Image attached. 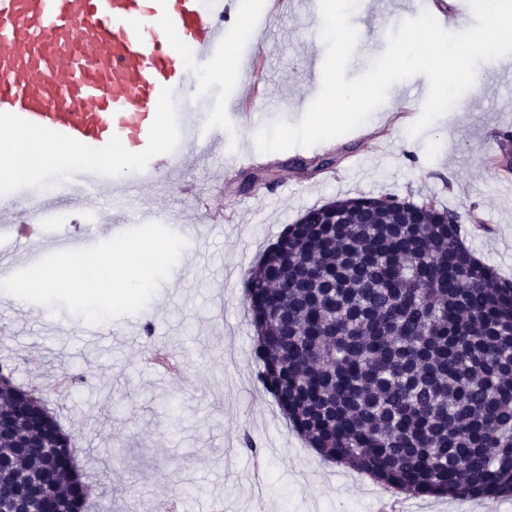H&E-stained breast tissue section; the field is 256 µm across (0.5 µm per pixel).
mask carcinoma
Wrapping results in <instances>:
<instances>
[{
    "instance_id": "1",
    "label": "carcinoma",
    "mask_w": 512,
    "mask_h": 512,
    "mask_svg": "<svg viewBox=\"0 0 512 512\" xmlns=\"http://www.w3.org/2000/svg\"><path fill=\"white\" fill-rule=\"evenodd\" d=\"M449 209L357 197L308 210L243 277L259 382L328 461L417 496L512 492V282ZM15 512L92 505L44 399L0 370V489Z\"/></svg>"
}]
</instances>
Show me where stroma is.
Masks as SVG:
<instances>
[{
    "instance_id": "obj_1",
    "label": "stroma",
    "mask_w": 512,
    "mask_h": 512,
    "mask_svg": "<svg viewBox=\"0 0 512 512\" xmlns=\"http://www.w3.org/2000/svg\"><path fill=\"white\" fill-rule=\"evenodd\" d=\"M413 0H367L351 22L359 32L346 76L363 74L387 37L415 17ZM318 6L285 0L259 41L263 58L252 129L224 131V151L196 165L155 197L162 223L189 213L196 190L211 188L224 210L222 226L195 240L194 261L177 263L143 313L150 332L124 344L88 343L82 318L67 309L27 304L0 291V362L12 363L14 383L44 391L62 428L75 438L76 464L92 499L111 497L112 512H154L177 501L178 512H377L370 477L325 460L286 422L259 383L255 331L242 279L282 231L309 209L360 196H396L459 213L466 246L512 281V188L502 187L486 143L504 138L512 152V112L500 104L512 85L498 82L500 60L479 64L473 86L455 111L424 133L408 132L429 84L416 75L394 84L383 105L353 131L309 148L268 154L265 178L242 188L255 154V132L276 121L299 123L317 96L321 59ZM251 39L239 24L229 56L204 73L198 108L205 123L235 106L225 59H238ZM420 100H402L403 91ZM151 347L175 348L182 374L163 379L144 361ZM83 376L68 395L48 391L58 372ZM255 446L246 448L244 436ZM418 512H512V496L457 500L409 496Z\"/></svg>"
}]
</instances>
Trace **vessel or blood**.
<instances>
[{"label":"vessel or blood","instance_id":"b4317fda","mask_svg":"<svg viewBox=\"0 0 512 512\" xmlns=\"http://www.w3.org/2000/svg\"><path fill=\"white\" fill-rule=\"evenodd\" d=\"M241 0H0V139L39 138L77 155L68 186L81 211L109 210L168 177L203 151L223 149V130L200 127L193 70L224 43ZM173 151L163 152L161 139ZM137 161L123 177L108 157ZM38 195L0 197V271L38 249L87 247L57 235Z\"/></svg>","mask_w":512,"mask_h":512}]
</instances>
